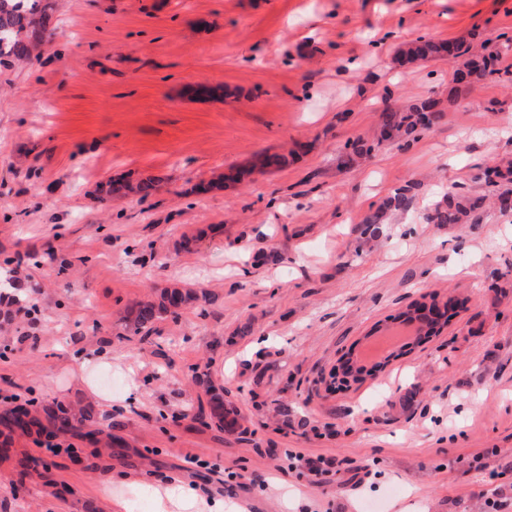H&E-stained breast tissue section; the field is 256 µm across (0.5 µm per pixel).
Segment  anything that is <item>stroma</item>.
<instances>
[{"instance_id":"1","label":"stroma","mask_w":512,"mask_h":512,"mask_svg":"<svg viewBox=\"0 0 512 512\" xmlns=\"http://www.w3.org/2000/svg\"><path fill=\"white\" fill-rule=\"evenodd\" d=\"M503 33L512 0H56L42 57L0 67V411L35 399L94 419L57 453L12 435L0 512H129L134 493L154 512L166 485L195 512L512 496L511 468L491 480L475 462L512 457V215L424 221L449 185L488 193L475 172L512 155V83L458 91L447 60H397L422 36ZM428 97L435 126L343 166L385 107ZM273 153L287 165L260 168ZM147 175L162 179L147 201L109 190ZM409 181L413 206L362 235ZM174 287L208 297L133 332L130 310ZM425 295L467 303L375 378L332 385ZM201 375L235 431L199 417ZM296 448L338 473L287 471Z\"/></svg>"}]
</instances>
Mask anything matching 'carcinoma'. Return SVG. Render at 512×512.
<instances>
[{"label": "carcinoma", "instance_id": "1", "mask_svg": "<svg viewBox=\"0 0 512 512\" xmlns=\"http://www.w3.org/2000/svg\"><path fill=\"white\" fill-rule=\"evenodd\" d=\"M55 9L53 0H0V65L6 61H22L30 58L43 42L42 34L46 31ZM456 50L451 63L470 67L475 75V81L499 80L504 75L512 73L509 68L502 66L503 50L494 47L486 49L479 56H467V50L462 44L454 41H439L423 37L412 47L402 52V60L407 64L426 61L432 57H445ZM439 102L426 99L410 102L398 108H386L382 111L377 144L384 142L409 141L419 133L432 127L441 115ZM485 183L496 188L493 201L499 202L498 208L502 213L512 212V159L507 157L495 162L487 168ZM158 179L146 177L136 183L129 182L117 187L135 193L145 200L157 189ZM417 186L406 184L385 199L378 208L366 215L364 233L371 235L378 232V225L385 223L388 211H406L410 208L415 197ZM485 198L471 196L448 187L426 214L428 224H467L473 220L476 213L484 206ZM205 298V293L191 288H172L164 290L157 302L148 301L138 304L134 310L131 326L139 331L164 315L176 316L179 310ZM399 356L392 352L383 359L372 363L362 364L354 355H349L343 362V375L347 382L361 384L368 378H374L382 372L391 359ZM210 394V417L219 426L233 428V423H224V398L213 392V387L206 386ZM90 418L88 411H81L76 416L63 408L56 406L31 405L29 408L17 407L0 413V427L10 433H27L31 428L46 440H51L61 433L76 431L78 425Z\"/></svg>", "mask_w": 512, "mask_h": 512}]
</instances>
